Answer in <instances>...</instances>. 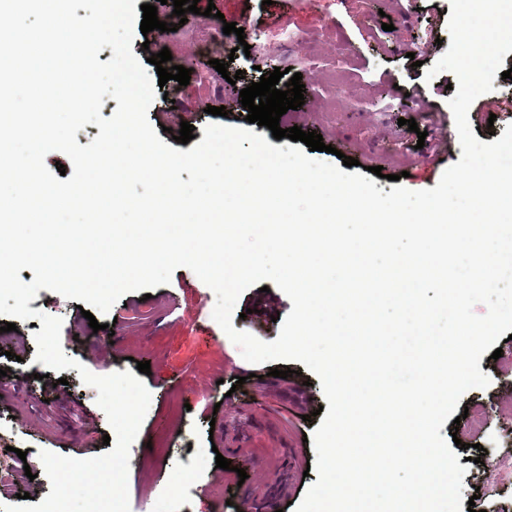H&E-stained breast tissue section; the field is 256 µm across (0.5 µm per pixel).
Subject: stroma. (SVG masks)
Here are the masks:
<instances>
[{
    "label": "stroma",
    "mask_w": 512,
    "mask_h": 512,
    "mask_svg": "<svg viewBox=\"0 0 512 512\" xmlns=\"http://www.w3.org/2000/svg\"><path fill=\"white\" fill-rule=\"evenodd\" d=\"M215 4L220 18L188 14L175 32L135 33L133 54L155 74L150 54L169 49L172 62L190 69L189 85L168 81L156 89L148 120L165 144L173 131L190 122L196 140L217 124L244 127L241 103L226 100L248 82L274 68L302 75L304 103L288 110L281 128L317 131L331 152L319 160L337 163L339 155L364 166L381 167L377 188L391 191L392 176L418 191L435 187L462 154L448 88L456 77L425 74L451 44L449 0H200ZM245 20L249 51L236 35L224 34V19ZM394 28H382L384 19ZM226 63L243 78L228 83L212 65ZM225 106L229 116L207 114L206 106ZM415 119L425 139L410 132ZM468 120L483 143L501 138L512 125V79L495 77L493 89L472 103ZM213 290L186 267L169 284L123 295L93 331L76 300L39 290L29 307L61 318V346L78 368L52 371L36 362V331L20 320L0 342L1 381L19 391L0 392V462L16 475V496L29 493L39 504L51 491L40 459L50 451L78 459L107 453L111 427L97 403L98 392L85 384L79 367L97 375L136 371L149 362L142 381L151 399L130 448V512H237L252 505L262 512H296L318 479L309 472L316 452L309 437L323 422L317 410L326 399L318 376L296 360L252 365L241 356L212 313ZM292 303L278 287L246 289L238 298L234 329L262 341L278 338L277 315ZM498 360L481 358L490 384L464 394L454 411L460 424L445 421L441 434L464 444L467 460L463 498L477 512H512V482L503 481L492 460L512 457V340ZM286 378L269 376V369ZM244 469L242 485L227 487L217 457Z\"/></svg>",
    "instance_id": "35a3bbf8"
}]
</instances>
